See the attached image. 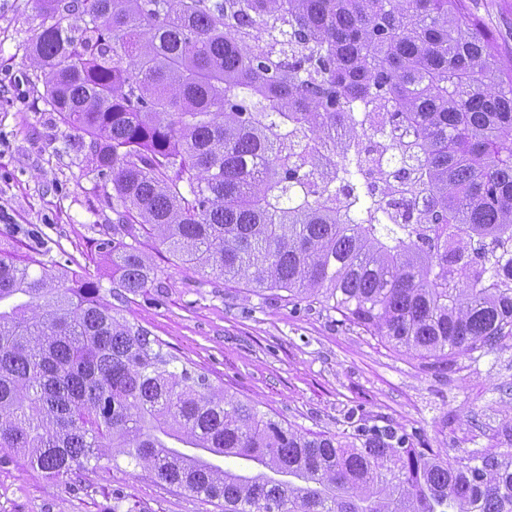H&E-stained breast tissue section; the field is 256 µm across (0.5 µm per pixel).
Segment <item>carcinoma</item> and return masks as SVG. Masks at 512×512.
Returning <instances> with one entry per match:
<instances>
[{
	"mask_svg": "<svg viewBox=\"0 0 512 512\" xmlns=\"http://www.w3.org/2000/svg\"><path fill=\"white\" fill-rule=\"evenodd\" d=\"M38 97L184 269L340 313L431 369L512 338V66L468 0H39ZM123 455L224 512H512V451L300 430L177 365L97 277L0 249V459Z\"/></svg>",
	"mask_w": 512,
	"mask_h": 512,
	"instance_id": "1",
	"label": "carcinoma"
}]
</instances>
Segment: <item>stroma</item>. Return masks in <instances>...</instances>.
<instances>
[{"mask_svg":"<svg viewBox=\"0 0 512 512\" xmlns=\"http://www.w3.org/2000/svg\"><path fill=\"white\" fill-rule=\"evenodd\" d=\"M472 13L512 61V0H468ZM36 0H0V248L48 259L91 276L107 265L94 248L111 233L103 202L111 183L85 175L80 131L37 99L27 51L41 25ZM156 287L129 296L124 316L162 340L213 386L254 403L274 419L313 432L367 425L420 431L455 457L496 447L512 429V338L483 357L459 355L423 367L319 305L292 306L244 285L180 267L145 241ZM0 512H224L170 488L125 457L48 480L18 457L0 460Z\"/></svg>","mask_w":512,"mask_h":512,"instance_id":"obj_1","label":"stroma"}]
</instances>
